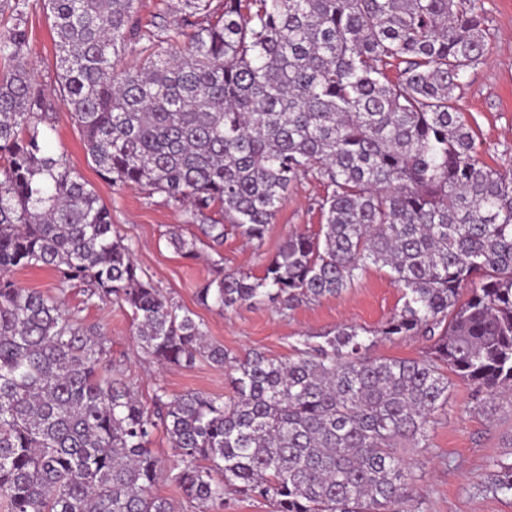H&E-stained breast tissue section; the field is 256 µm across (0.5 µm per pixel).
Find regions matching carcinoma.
<instances>
[{
  "mask_svg": "<svg viewBox=\"0 0 512 512\" xmlns=\"http://www.w3.org/2000/svg\"><path fill=\"white\" fill-rule=\"evenodd\" d=\"M23 2L0 28L6 512H174L153 494L164 475L199 512H223L229 491L274 512H407L416 477L397 448L427 437L448 403L447 371L477 398L512 402V172L480 159L456 96L486 55L481 0H224L215 10L182 0L193 31L122 71L113 58L133 39L136 0H45L58 92L112 185L162 194L215 249L228 229L262 241L292 184H323L316 232H290L259 277L214 265L199 305L292 311L342 293L370 265L401 289L378 329L304 336L288 361L210 342L47 147L39 126L53 103L29 62ZM168 241L197 255L178 227ZM41 266L127 306L152 362L206 359L231 393L163 392L147 407L103 362L102 336L10 278ZM395 336L422 337L426 355H370ZM159 429L175 452L169 469L152 448ZM496 467L495 491L512 495V463Z\"/></svg>",
  "mask_w": 512,
  "mask_h": 512,
  "instance_id": "1",
  "label": "carcinoma"
}]
</instances>
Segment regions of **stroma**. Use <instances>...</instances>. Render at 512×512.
<instances>
[{
  "mask_svg": "<svg viewBox=\"0 0 512 512\" xmlns=\"http://www.w3.org/2000/svg\"><path fill=\"white\" fill-rule=\"evenodd\" d=\"M483 5L488 53L465 78L458 105L478 135L480 157L492 166L512 169V0H483ZM23 21L35 78L44 88H54L56 51L44 0H26ZM135 21L136 43L117 58V67L135 64L142 48L183 29L180 0H138ZM45 133L48 146L66 155L111 211L138 267L201 323L212 342L231 353L256 349L285 361L293 357L298 337L319 336L343 324L374 330L402 305L401 291L386 270L372 266L342 294L301 304L291 312H279L271 304L234 311L201 307L195 288L209 277L213 265L257 275L289 232L316 231L321 222L316 202L325 193L323 185L306 177L290 186L262 241L250 244L232 233L219 250L203 245L199 258H187L168 242V232L181 224V215L160 194L120 188L102 179L62 100H55L53 122ZM12 278L22 287L60 299L64 310L106 336L108 361L122 365L144 403H151L161 389L171 398L188 392L229 394L224 369L208 362L164 369L151 363L133 338L130 311L117 302L88 300L85 285L61 284L58 273L48 268L20 269ZM448 381V403L435 413L426 441L400 451L418 477L410 512H512V496L489 489L494 461L512 462V404L498 397L476 404L472 386L453 375Z\"/></svg>",
  "mask_w": 512,
  "mask_h": 512,
  "instance_id": "35a3bbf8",
  "label": "stroma"
}]
</instances>
